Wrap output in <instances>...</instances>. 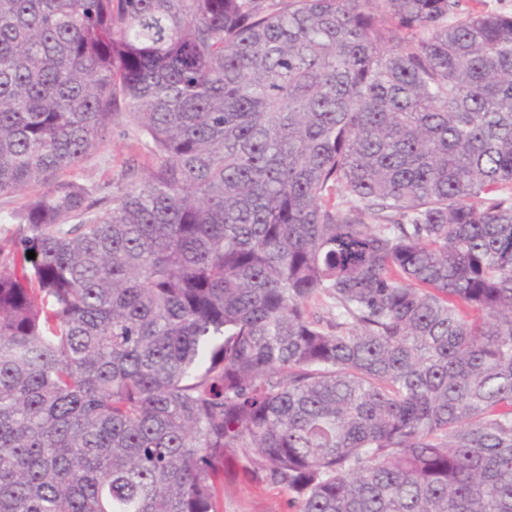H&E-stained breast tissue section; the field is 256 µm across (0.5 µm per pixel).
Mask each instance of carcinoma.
I'll use <instances>...</instances> for the list:
<instances>
[{
	"mask_svg": "<svg viewBox=\"0 0 512 512\" xmlns=\"http://www.w3.org/2000/svg\"><path fill=\"white\" fill-rule=\"evenodd\" d=\"M28 189L0 512H224L234 465L296 512H512V13L0 0ZM126 156V141L114 131L80 162L79 168L87 183L105 187L104 191L112 198V193L117 191L115 183Z\"/></svg>",
	"mask_w": 512,
	"mask_h": 512,
	"instance_id": "carcinoma-1",
	"label": "carcinoma"
}]
</instances>
